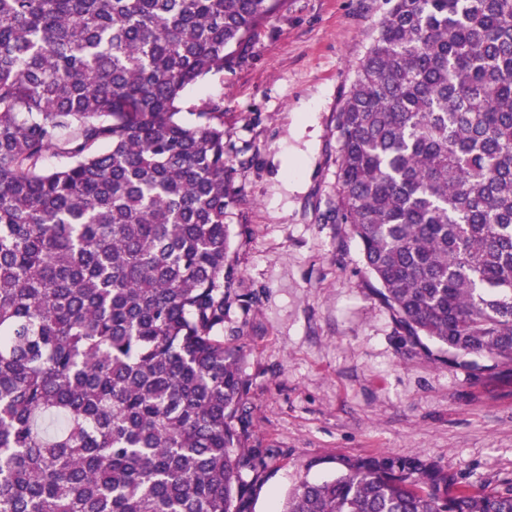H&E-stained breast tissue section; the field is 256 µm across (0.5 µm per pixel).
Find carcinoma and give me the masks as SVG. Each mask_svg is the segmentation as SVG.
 Listing matches in <instances>:
<instances>
[{
    "mask_svg": "<svg viewBox=\"0 0 512 512\" xmlns=\"http://www.w3.org/2000/svg\"><path fill=\"white\" fill-rule=\"evenodd\" d=\"M279 2L0 0V512H251L273 449L216 335L224 110L179 114ZM389 3L337 112L336 219L412 348L512 366V0ZM448 483L358 457L281 512H512V483Z\"/></svg>",
    "mask_w": 512,
    "mask_h": 512,
    "instance_id": "obj_1",
    "label": "carcinoma"
}]
</instances>
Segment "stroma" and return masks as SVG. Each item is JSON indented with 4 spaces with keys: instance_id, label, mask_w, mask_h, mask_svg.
I'll return each mask as SVG.
<instances>
[{
    "instance_id": "stroma-1",
    "label": "stroma",
    "mask_w": 512,
    "mask_h": 512,
    "mask_svg": "<svg viewBox=\"0 0 512 512\" xmlns=\"http://www.w3.org/2000/svg\"><path fill=\"white\" fill-rule=\"evenodd\" d=\"M388 0H282L223 76L186 89L222 101L235 290L224 338L243 347L249 411L274 457L252 512L360 456L418 459L454 486L512 481V368L469 374L403 348L360 244L336 220V115Z\"/></svg>"
}]
</instances>
